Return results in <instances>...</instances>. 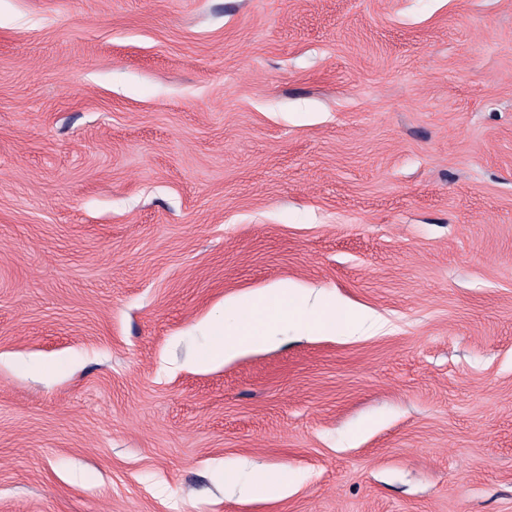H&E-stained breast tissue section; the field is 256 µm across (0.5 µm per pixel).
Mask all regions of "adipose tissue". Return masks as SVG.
I'll return each instance as SVG.
<instances>
[{
  "instance_id": "1",
  "label": "adipose tissue",
  "mask_w": 512,
  "mask_h": 512,
  "mask_svg": "<svg viewBox=\"0 0 512 512\" xmlns=\"http://www.w3.org/2000/svg\"><path fill=\"white\" fill-rule=\"evenodd\" d=\"M291 325L309 334L325 336H373L383 322L366 309L325 300L308 289L282 282L256 291L250 298L224 305L222 316L206 321L213 341L200 362L201 368L221 366L261 342L279 336Z\"/></svg>"
}]
</instances>
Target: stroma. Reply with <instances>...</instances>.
<instances>
[{
    "mask_svg": "<svg viewBox=\"0 0 512 512\" xmlns=\"http://www.w3.org/2000/svg\"><path fill=\"white\" fill-rule=\"evenodd\" d=\"M0 512H512V0H0ZM283 325L308 334L374 336L383 322L366 309H355L335 299L312 297L311 291L282 282L256 291L250 298L225 302L224 315L204 322L215 336L199 362L203 369L221 366L263 341L273 340Z\"/></svg>",
    "mask_w": 512,
    "mask_h": 512,
    "instance_id": "1",
    "label": "stroma"
}]
</instances>
